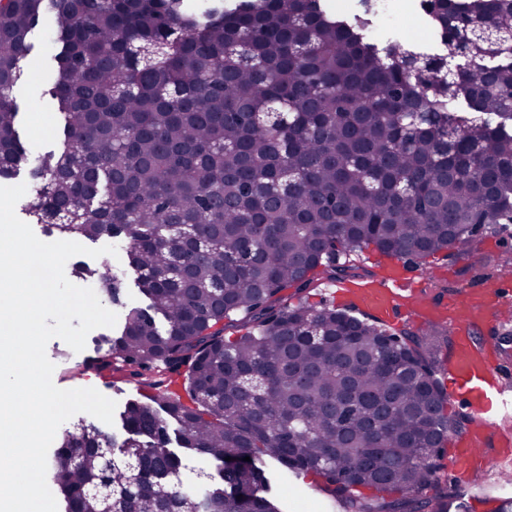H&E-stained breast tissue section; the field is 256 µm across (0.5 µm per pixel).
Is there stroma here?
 Returning a JSON list of instances; mask_svg holds the SVG:
<instances>
[{
  "instance_id": "1",
  "label": "stroma",
  "mask_w": 512,
  "mask_h": 512,
  "mask_svg": "<svg viewBox=\"0 0 512 512\" xmlns=\"http://www.w3.org/2000/svg\"><path fill=\"white\" fill-rule=\"evenodd\" d=\"M397 14L392 21L402 40L416 41L426 52H434L432 35L416 9V0H393ZM54 24L53 17H44L31 38L32 49L25 62V73L13 90L19 107V130L26 144L44 152H61L63 144L54 134L56 110L50 104L46 91L50 85L49 50L44 32ZM512 252V236L488 233L474 245L468 257L455 259L436 256L432 268L436 278L453 288L454 295L462 291L497 281L500 271L487 263L490 254ZM97 332H90L83 351L74 352L62 339H51L46 354L54 364L52 380L58 388H93L106 397L125 405L139 398L141 388L135 382L120 376H101L88 367L96 356ZM268 492L281 512H342L333 499L321 489L313 475L288 476L281 465L267 460ZM441 476L449 483L458 484L466 494L470 512H495L500 497L512 496V465L497 461L496 448L485 451V462L473 469L456 473L442 468Z\"/></svg>"
}]
</instances>
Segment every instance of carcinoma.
Instances as JSON below:
<instances>
[{
	"label": "carcinoma",
	"mask_w": 512,
	"mask_h": 512,
	"mask_svg": "<svg viewBox=\"0 0 512 512\" xmlns=\"http://www.w3.org/2000/svg\"><path fill=\"white\" fill-rule=\"evenodd\" d=\"M359 2L0 0V179L27 166L23 210L63 241L126 240L148 300L76 267L124 308L95 368L146 393L122 439H58L67 512H101V485L112 512H279L268 458L343 512H468L438 464L467 432L437 377L448 333L284 291L372 279L370 248L425 271L512 230V0H420L433 54ZM45 12L57 156L30 154L12 96ZM173 440L219 480L186 477Z\"/></svg>",
	"instance_id": "carcinoma-1"
}]
</instances>
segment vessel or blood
I'll use <instances>...</instances> for the list:
<instances>
[{
  "label": "vessel or blood",
  "mask_w": 512,
  "mask_h": 512,
  "mask_svg": "<svg viewBox=\"0 0 512 512\" xmlns=\"http://www.w3.org/2000/svg\"><path fill=\"white\" fill-rule=\"evenodd\" d=\"M416 275L404 264L389 268L382 277L366 284L348 283L340 292L352 304L391 323L403 306H410L424 321H451L456 325V343L451 360L443 371L448 395L468 402L476 416L470 433L457 441L455 461L480 458L490 441L498 443L500 460L512 458V436L492 437L493 418L512 417V389L504 386L494 366L495 357L489 347L477 343L473 332L499 314L500 301L511 283L499 280L467 291L464 299H453L442 305L421 301L415 285Z\"/></svg>",
  "instance_id": "1"
}]
</instances>
